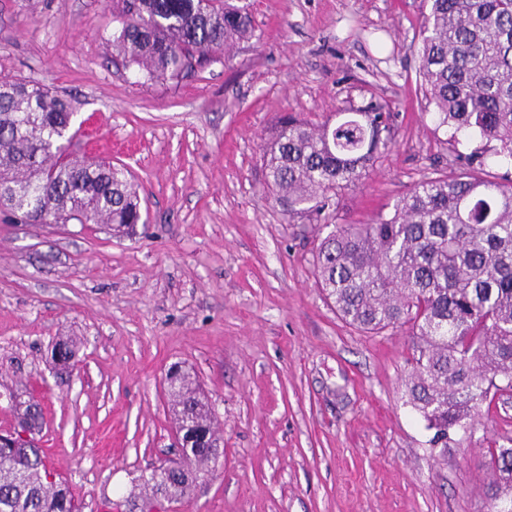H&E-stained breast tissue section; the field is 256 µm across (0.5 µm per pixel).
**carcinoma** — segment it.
Returning a JSON list of instances; mask_svg holds the SVG:
<instances>
[{
    "label": "carcinoma",
    "mask_w": 512,
    "mask_h": 512,
    "mask_svg": "<svg viewBox=\"0 0 512 512\" xmlns=\"http://www.w3.org/2000/svg\"><path fill=\"white\" fill-rule=\"evenodd\" d=\"M419 76L449 141L479 145L456 156L453 177L427 178L366 224H334L313 254L318 287L366 333L409 326L406 403L443 453L473 430L491 389L512 391V179L479 175L491 152L512 160V0H426ZM112 54L150 81L180 79L254 36L236 0H112ZM76 101L24 79L0 80V212L15 224L143 223L137 185L123 166L69 150ZM390 113L370 102L338 122L278 117L263 148L264 184L288 215L327 220L338 191L372 170L390 139ZM79 350L55 345L68 368ZM171 392L188 478L142 475L131 502L186 496L221 441L189 373ZM20 426L42 430L40 404H18ZM489 512H512V448L488 449ZM0 512H81L69 484L48 480L43 449L0 434Z\"/></svg>",
    "instance_id": "carcinoma-1"
}]
</instances>
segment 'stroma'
<instances>
[{
	"instance_id": "1",
	"label": "stroma",
	"mask_w": 512,
	"mask_h": 512,
	"mask_svg": "<svg viewBox=\"0 0 512 512\" xmlns=\"http://www.w3.org/2000/svg\"><path fill=\"white\" fill-rule=\"evenodd\" d=\"M251 41L195 75L150 82L113 64L112 0H0V77L77 103L80 150L125 164L146 226L0 222V392L43 407L40 446L82 512L177 455L166 374L196 375L223 437L182 512H488V448L512 394L431 455L404 403L408 328L362 333L315 283L320 226L265 190L264 138L377 102L391 144L329 209L364 224L457 153L420 90L424 0H249ZM81 341L58 373L56 341Z\"/></svg>"
}]
</instances>
